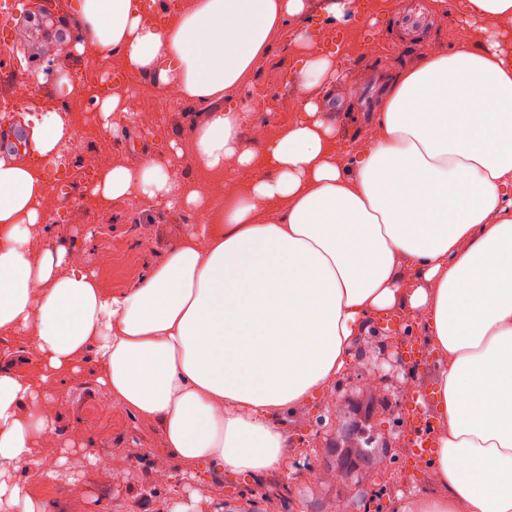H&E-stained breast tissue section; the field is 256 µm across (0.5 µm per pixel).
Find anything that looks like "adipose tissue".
<instances>
[{
	"instance_id": "1",
	"label": "adipose tissue",
	"mask_w": 512,
	"mask_h": 512,
	"mask_svg": "<svg viewBox=\"0 0 512 512\" xmlns=\"http://www.w3.org/2000/svg\"><path fill=\"white\" fill-rule=\"evenodd\" d=\"M473 38L429 47L386 90L359 141L343 144L325 99L301 84L293 121L246 142L255 109L238 90L274 34L305 20V0H185L145 17L141 0H78L76 22L100 60L178 85L194 166L239 199L212 209L200 185L171 178L182 155L116 161L86 195L140 198L201 223L111 293L48 237L44 178L0 155V333L27 338L40 363L0 368V512H53L13 476L59 431L52 390L93 356L98 382L161 450L255 488L288 468L285 413L322 394L376 315L408 311L440 370L431 391L434 492L395 512H512V0H434ZM66 113L27 132L53 158Z\"/></svg>"
}]
</instances>
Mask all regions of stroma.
I'll return each mask as SVG.
<instances>
[{"instance_id":"stroma-1","label":"stroma","mask_w":512,"mask_h":512,"mask_svg":"<svg viewBox=\"0 0 512 512\" xmlns=\"http://www.w3.org/2000/svg\"><path fill=\"white\" fill-rule=\"evenodd\" d=\"M333 2L307 0L304 25L287 26L275 36L243 89L258 106L256 122H269L272 131L293 118L294 97L304 77L292 69L304 50L303 39L319 41L332 31L348 38L336 56L345 79L332 90L328 118L337 135L349 142L362 137L377 112L365 107L364 91H384L404 68L417 65L427 48L460 39L457 14L436 9L433 0H379L372 26L358 19L330 24ZM13 29L9 49L0 55V100L9 98L16 80L29 74L41 111H59L71 94L56 78L54 66L64 65L73 73L122 72L116 60L106 64L78 53L63 57L55 50L34 51L23 18H15ZM124 84L129 112L120 118L118 131L106 134L97 126L84 133L86 147L70 155L66 184L49 191V205L58 215L48 225L50 239L113 293L142 279L150 263L160 260L197 221L194 214L136 199L103 208L86 197L88 165L103 169L120 161L135 168L146 154L166 152L173 141L184 154L192 152V115L182 102L161 100L157 76L142 74ZM103 135L110 144L105 157L92 149ZM389 332L380 324L360 332L345 369L326 393L283 417L292 454L287 474L272 475L267 489L253 490L234 475L202 470L177 491L157 483L159 473L181 474L159 449L160 425L115 404L98 384L90 359L53 396L61 402L57 426L63 439L92 437L98 464H90L76 448L65 453L40 445L41 479L21 472L17 481L24 493L51 501L54 512H364L374 491L391 483L407 462L408 434L397 413L400 394L389 380L373 394L364 383L373 366L371 353Z\"/></svg>"}]
</instances>
